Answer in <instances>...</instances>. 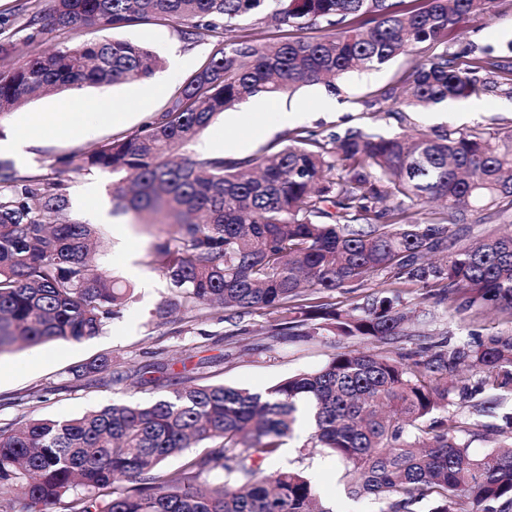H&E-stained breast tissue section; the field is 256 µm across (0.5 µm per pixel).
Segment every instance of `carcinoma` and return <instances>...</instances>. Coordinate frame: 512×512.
Here are the masks:
<instances>
[{"label":"carcinoma","mask_w":512,"mask_h":512,"mask_svg":"<svg viewBox=\"0 0 512 512\" xmlns=\"http://www.w3.org/2000/svg\"><path fill=\"white\" fill-rule=\"evenodd\" d=\"M40 20L76 32L50 54L15 61L0 41V121L29 93L78 91L149 77L162 59L145 43L89 32L168 18L216 50L168 107L140 130L89 152L56 158L49 174L17 176L0 161V354L22 345L99 335L132 289L91 259L97 226L71 218L69 181L112 171L115 212L158 220L145 265L168 282L160 325L204 322L215 312L263 311L278 335L365 336L375 352L340 351L319 370L266 393L140 378L163 391L147 403L115 402L63 419L22 416L0 426V512H333L310 477L263 472L298 425V403L324 448L352 472L351 493L381 512H512V416L486 426L504 437L470 452L448 418L440 375L468 363L477 381L460 399L483 416L512 387V329L440 349L410 364L388 346L405 335L402 295L425 291L465 313L495 308L512 324V233L464 241L472 215L512 224V132L478 128L434 137L349 130L318 139L306 130L264 157L227 160L187 148L226 110L418 56L413 68L366 102L378 112L420 111L467 99L487 83L512 93L507 52L448 54V38L504 0H49ZM284 27L261 38L238 27L252 14ZM439 203L420 222L411 209ZM384 279L388 289L344 309L335 293ZM180 315L174 319V315ZM76 380L118 383L102 354L72 369ZM206 449L188 455L193 446ZM184 456L181 465L165 462ZM224 471L213 484L206 476Z\"/></svg>","instance_id":"obj_1"}]
</instances>
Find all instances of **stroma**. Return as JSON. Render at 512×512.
<instances>
[{
  "mask_svg": "<svg viewBox=\"0 0 512 512\" xmlns=\"http://www.w3.org/2000/svg\"><path fill=\"white\" fill-rule=\"evenodd\" d=\"M46 0H0V27L4 28L20 55L54 50L72 41L75 33L54 26L44 27L35 42H28L26 22L35 12H46ZM187 24L171 19L159 24H144L127 29L98 31L101 39H120L149 44L164 60L162 69L150 78L156 90L142 98L141 81L100 85L83 89L87 98L124 100L122 120L105 125L87 124L76 137L63 132H48L41 147L22 161H13L17 175L49 172L55 158L76 150H89L107 138L131 134L151 121L181 90L188 79L214 51L209 38L185 39ZM512 40V8H501L489 20H477L458 30L448 50L458 53L473 43L501 51ZM414 64L413 57L401 56L380 69L352 72L338 81L336 93L324 86L300 89L288 97L260 95L224 112L195 141L193 150L201 155H221L228 159L261 157L282 148L285 135L293 129H306L318 136L345 134L350 129L382 130L411 134L418 130L433 134L443 129H466L481 125L493 136L512 130V97L503 91H484L463 102L448 103L445 111L408 113L399 121L385 112L365 110L364 101L381 90L396 85L399 77ZM62 95L58 92L33 94L0 122V135L10 136L21 125L33 128L55 111ZM297 112V119L283 121V110ZM112 174L106 170L74 177L71 182V214L91 222L86 206L89 193H96L108 220L100 222L104 243L100 261L111 273L130 283L133 299L94 338L74 343L56 342L24 346L0 356V422L30 413L68 418L113 402H146L157 397L152 386L133 387L130 382L103 385L73 379L72 367L102 353L112 354L123 369L137 370L159 359L171 363V372L184 376L196 371L213 376L229 386L265 393L289 376L313 372L324 366L336 352L376 348L374 340L345 336H272L268 333L270 315L257 311L241 318L212 319L204 323L156 324L152 313L167 296L165 279L142 263L154 227L141 224L130 213L112 212ZM419 315L406 336L392 349L398 353L420 348L455 345L472 341L478 334L502 328L499 315L474 309L458 315L433 298L410 295ZM52 386L56 392L49 401L34 396L38 389ZM309 426H298L280 454L264 459L269 471L290 467L304 472L315 482L323 505L331 512H380L382 505L371 497L353 498L347 493L348 480L342 466L328 452L312 450Z\"/></svg>",
  "mask_w": 512,
  "mask_h": 512,
  "instance_id": "stroma-1",
  "label": "stroma"
}]
</instances>
